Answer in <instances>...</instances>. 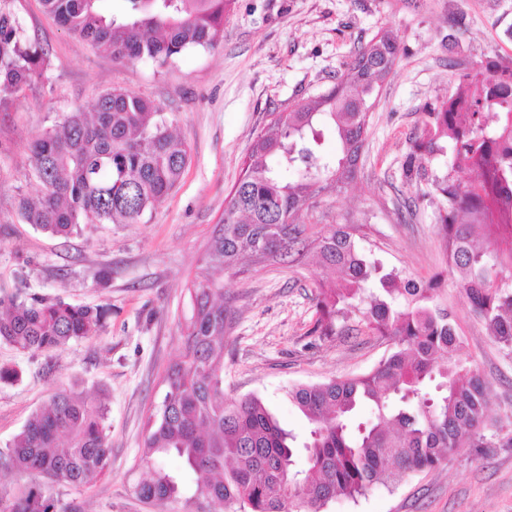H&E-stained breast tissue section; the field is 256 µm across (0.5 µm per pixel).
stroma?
Returning a JSON list of instances; mask_svg holds the SVG:
<instances>
[{
  "label": "stroma",
  "instance_id": "1",
  "mask_svg": "<svg viewBox=\"0 0 512 512\" xmlns=\"http://www.w3.org/2000/svg\"><path fill=\"white\" fill-rule=\"evenodd\" d=\"M14 9L52 66L0 112V296L60 297L108 310L95 336L54 353L0 342V366L21 372L0 384V448L56 390L105 398L108 470L90 484L59 487L58 512H214L190 488L161 504L134 492L147 417L165 391L161 377L184 353L189 289L272 113L322 93L383 31L397 41L399 59L369 114L357 175L342 192L321 194L311 221L350 227L362 251L385 268L420 279L440 275L435 302L457 325L461 356L489 384L491 418L512 417V350L491 338L456 283L437 222L439 197L423 196L422 185L405 176L427 113L463 75L490 60H512V0H235L215 47H193L163 64L113 61L70 36L40 0H15ZM115 89L162 108L189 148L180 183L137 224H84L60 238L24 223L19 194L40 192L31 139ZM322 277L309 253L290 264L251 261L224 277V396L260 397L300 436L307 422L289 387L368 373L390 352L370 336L313 334ZM327 512H512V447L460 449L392 487L336 499Z\"/></svg>",
  "mask_w": 512,
  "mask_h": 512
}]
</instances>
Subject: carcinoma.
<instances>
[{
    "label": "carcinoma",
    "mask_w": 512,
    "mask_h": 512,
    "mask_svg": "<svg viewBox=\"0 0 512 512\" xmlns=\"http://www.w3.org/2000/svg\"><path fill=\"white\" fill-rule=\"evenodd\" d=\"M0 0V112L51 67L13 9ZM103 0H41L67 31L117 62L143 57L165 63L191 47H212L235 0H124L107 13ZM399 48L387 33L374 36L324 93L274 112L257 135L244 172L225 199L201 276L189 289L192 313L183 357L164 371L165 394L148 419L135 487L148 503L179 497L193 477L196 494L217 512H325L337 498L357 501L401 476L431 470L461 448L498 446L502 426L488 419V386L460 358L462 344L448 313L433 304L441 277L427 281L386 271L342 227L304 222L309 201L340 190L356 175L372 97L392 72ZM436 112L406 164V177L425 182L445 200L439 213L448 263L494 340L512 349V65L488 63L466 76ZM339 149L323 155L324 128ZM41 193L21 196L27 224L67 237L87 223L137 224L176 188L189 160L155 102L119 90L100 95L93 111L77 108L38 133L29 145ZM450 155L453 170L476 178L438 179L417 163ZM315 249L320 265L340 280L319 283L313 332L341 330L386 338L389 356L372 372L288 389L309 424L299 441L263 401L224 400V273L243 260L283 262ZM366 298L357 325L340 317ZM102 308L64 300L0 297V342L27 352H52L95 335ZM371 416L356 423L357 410ZM104 402L59 390L34 411L0 449V468L32 478L0 495V512H54L53 485L80 486L104 473L111 453ZM303 455L307 468L297 470ZM171 457L182 468L167 465Z\"/></svg>",
    "instance_id": "1"
}]
</instances>
